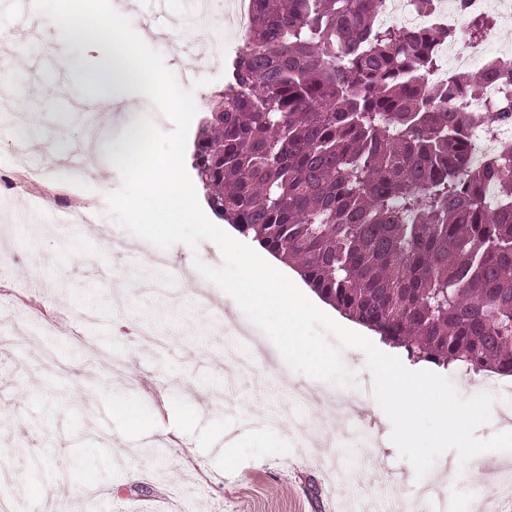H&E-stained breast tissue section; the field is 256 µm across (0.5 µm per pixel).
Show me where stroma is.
<instances>
[{
    "label": "stroma",
    "instance_id": "1",
    "mask_svg": "<svg viewBox=\"0 0 512 512\" xmlns=\"http://www.w3.org/2000/svg\"><path fill=\"white\" fill-rule=\"evenodd\" d=\"M135 32L162 53L181 87L193 90L198 117L224 89L239 47L229 18L213 9L208 23L222 57L204 62L182 39L196 0H111ZM0 70L19 68L29 91L26 115L0 112V454L1 478L19 500L59 512H91L90 493L108 488L98 512H378L411 496L418 483L397 448H302L284 417L292 371L267 335L235 301L204 282L194 258L223 262L204 241L168 250L170 271L157 274L156 249L107 216L102 189L120 184L109 163L129 127L154 113L148 98L120 102L89 124L75 109L81 75L96 59L93 40L57 41L53 30L23 19L0 0ZM50 44L72 60L63 70L39 64L32 44ZM84 152L91 169L74 175L70 156ZM94 222H87V215ZM127 242L109 251L112 238ZM203 284L207 305L187 293ZM142 332L130 334L125 320ZM354 384L344 396L359 407L368 431L391 425L371 394L364 353L341 351ZM61 394L48 403L46 391ZM125 402L138 422L113 412ZM223 447H214V440ZM512 453L489 452L481 471L450 482L452 512H512L493 475Z\"/></svg>",
    "mask_w": 512,
    "mask_h": 512
}]
</instances>
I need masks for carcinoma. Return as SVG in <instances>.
<instances>
[{"mask_svg":"<svg viewBox=\"0 0 512 512\" xmlns=\"http://www.w3.org/2000/svg\"><path fill=\"white\" fill-rule=\"evenodd\" d=\"M382 2L253 0L192 168L217 217L383 342L512 377V154L467 162V95L500 73L403 81L436 66L448 32L379 28ZM457 2L469 38L494 26ZM488 116L512 121V99Z\"/></svg>","mask_w":512,"mask_h":512,"instance_id":"1","label":"carcinoma"}]
</instances>
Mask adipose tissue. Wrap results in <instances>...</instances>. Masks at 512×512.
Here are the masks:
<instances>
[{
	"label": "adipose tissue",
	"instance_id": "adipose-tissue-1",
	"mask_svg": "<svg viewBox=\"0 0 512 512\" xmlns=\"http://www.w3.org/2000/svg\"><path fill=\"white\" fill-rule=\"evenodd\" d=\"M123 19L112 15L98 16L97 64L89 75L93 91L79 99L80 107L88 112L115 99L133 101L142 94L146 84L148 63L139 57L122 34Z\"/></svg>",
	"mask_w": 512,
	"mask_h": 512
}]
</instances>
